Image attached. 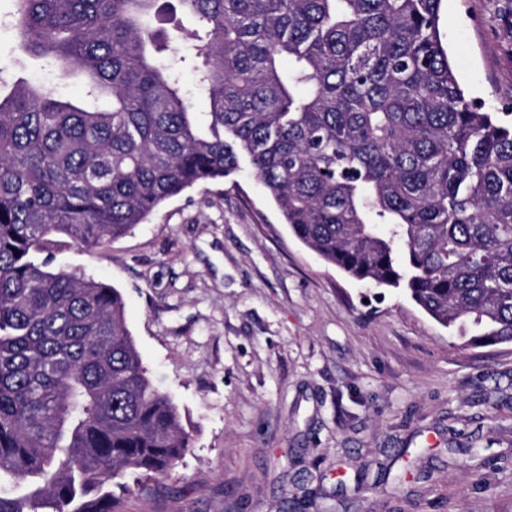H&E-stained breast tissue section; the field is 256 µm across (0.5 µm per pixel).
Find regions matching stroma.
<instances>
[{
  "instance_id": "obj_1",
  "label": "stroma",
  "mask_w": 512,
  "mask_h": 512,
  "mask_svg": "<svg viewBox=\"0 0 512 512\" xmlns=\"http://www.w3.org/2000/svg\"><path fill=\"white\" fill-rule=\"evenodd\" d=\"M439 29L467 99L512 112V0H442ZM0 67L84 94L19 56L8 28ZM52 255L120 291L192 434L119 512H512V344H462L403 293L345 277L291 235L249 167Z\"/></svg>"
}]
</instances>
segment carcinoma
I'll use <instances>...</instances> for the list:
<instances>
[{
	"instance_id": "cac0c4a2",
	"label": "carcinoma",
	"mask_w": 512,
	"mask_h": 512,
	"mask_svg": "<svg viewBox=\"0 0 512 512\" xmlns=\"http://www.w3.org/2000/svg\"><path fill=\"white\" fill-rule=\"evenodd\" d=\"M179 3L188 59L150 26L160 0H15L19 54L85 95L0 96V484L28 489L0 512H116L114 490L191 447L121 293L39 254L122 236L243 158L324 262L404 290L467 345L512 343V113L466 99L441 0Z\"/></svg>"
}]
</instances>
